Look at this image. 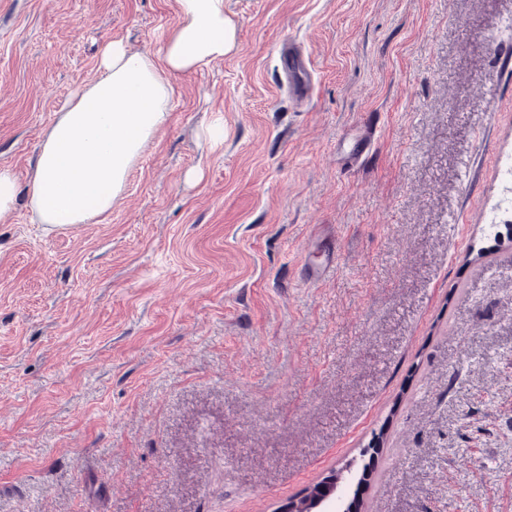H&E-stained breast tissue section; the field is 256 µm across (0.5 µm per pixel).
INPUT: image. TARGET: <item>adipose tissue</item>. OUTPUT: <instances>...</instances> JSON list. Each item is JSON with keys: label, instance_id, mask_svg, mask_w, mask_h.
<instances>
[{"label": "adipose tissue", "instance_id": "ef3b65f1", "mask_svg": "<svg viewBox=\"0 0 512 512\" xmlns=\"http://www.w3.org/2000/svg\"><path fill=\"white\" fill-rule=\"evenodd\" d=\"M180 23L157 51L106 42L98 79L59 112L28 184L0 167V217L25 202L36 224H87L111 211L144 144L167 121L172 80L224 58L236 26L224 0H176Z\"/></svg>", "mask_w": 512, "mask_h": 512}]
</instances>
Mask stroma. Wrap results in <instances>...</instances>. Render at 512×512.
I'll list each match as a JSON object with an SVG mask.
<instances>
[{"label": "stroma", "instance_id": "stroma-1", "mask_svg": "<svg viewBox=\"0 0 512 512\" xmlns=\"http://www.w3.org/2000/svg\"><path fill=\"white\" fill-rule=\"evenodd\" d=\"M224 10L235 51L175 81L111 212L0 218V512H275L372 445L363 512H512V231L486 224L512 0ZM178 24L176 0H0V166L27 182L104 42ZM280 61L285 72L298 75L297 81L291 86L292 91L303 96L310 95L312 87L307 78L309 67L305 59L283 46L280 51Z\"/></svg>", "mask_w": 512, "mask_h": 512}]
</instances>
